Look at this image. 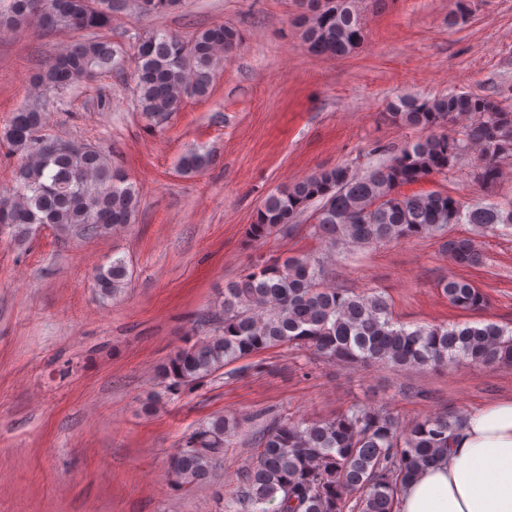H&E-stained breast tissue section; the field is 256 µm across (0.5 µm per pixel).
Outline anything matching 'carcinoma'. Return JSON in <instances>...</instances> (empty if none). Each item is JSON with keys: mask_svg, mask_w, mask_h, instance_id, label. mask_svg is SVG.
Returning a JSON list of instances; mask_svg holds the SVG:
<instances>
[{"mask_svg": "<svg viewBox=\"0 0 512 512\" xmlns=\"http://www.w3.org/2000/svg\"><path fill=\"white\" fill-rule=\"evenodd\" d=\"M0 0V28L30 25L96 31L112 24V11L130 6L142 16L182 9L184 0ZM303 39L317 54L344 57L364 41L365 0H302ZM239 45L237 31L215 25L189 39L166 30L139 38L135 70L138 102L147 117L164 120L185 99L210 94L216 67ZM112 44L93 37L65 45L33 75L35 90H64L115 69ZM385 118L431 134L361 174L349 166L322 169L270 194L248 225L246 242L286 232L315 201L311 237L329 250L368 247L405 239L445 236V248L462 267L484 256L478 238L512 230V203L466 206L441 191L404 188L440 174L469 151H478L475 179L494 183L500 162L512 157V112L488 95L461 92L431 99L406 97L389 105ZM466 119L461 137L436 133ZM48 107L37 97L17 109L0 141L19 155L15 187L0 197V225L25 239L36 224L60 236L108 232L134 220L138 194L127 174L96 147L42 134ZM211 158L183 155L184 174L203 170ZM469 224L468 236L451 234ZM323 261L309 255L258 259L224 288L217 309L203 318L208 335L180 349L160 368L168 388L198 386L226 366L268 349L286 346L327 360L400 367L512 365V330L494 323L410 327L394 320L387 298L327 284ZM124 259L98 269L96 286L116 294L128 284ZM456 308L480 311L488 299L466 279L439 283ZM464 416L445 412L401 426L385 406L355 404L335 417L295 422L284 416L259 437V451L235 487L224 492V512H395L396 499L421 469L448 455ZM236 422L219 416L194 431L171 458L173 482L191 487L206 481L224 455Z\"/></svg>", "mask_w": 512, "mask_h": 512, "instance_id": "1", "label": "carcinoma"}]
</instances>
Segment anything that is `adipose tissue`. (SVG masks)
<instances>
[{
	"mask_svg": "<svg viewBox=\"0 0 512 512\" xmlns=\"http://www.w3.org/2000/svg\"><path fill=\"white\" fill-rule=\"evenodd\" d=\"M397 512H512V400L469 412L447 457L404 486Z\"/></svg>",
	"mask_w": 512,
	"mask_h": 512,
	"instance_id": "1",
	"label": "adipose tissue"
}]
</instances>
